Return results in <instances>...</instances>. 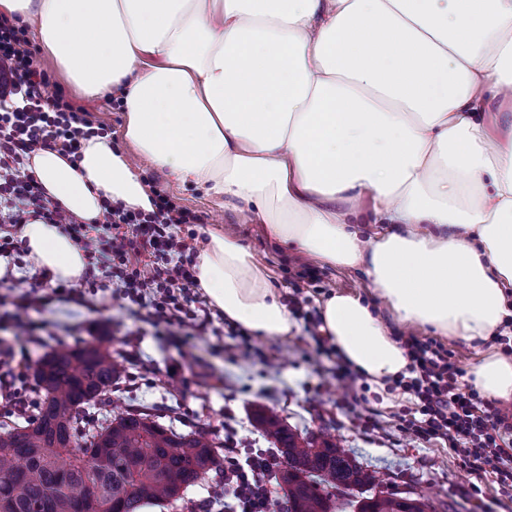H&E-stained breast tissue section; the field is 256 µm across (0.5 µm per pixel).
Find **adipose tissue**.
<instances>
[{
    "instance_id": "ef3b65f1",
    "label": "adipose tissue",
    "mask_w": 512,
    "mask_h": 512,
    "mask_svg": "<svg viewBox=\"0 0 512 512\" xmlns=\"http://www.w3.org/2000/svg\"><path fill=\"white\" fill-rule=\"evenodd\" d=\"M88 96L118 92L129 151L27 162L55 205L93 224L104 200L150 211L131 154L249 213L295 255L363 269L371 298L325 297L322 330L384 393L410 361L400 326L467 342L512 318V0H0ZM21 238L53 279L83 250L34 219ZM197 284L262 336L295 323L248 248L210 233ZM466 381L512 400V359Z\"/></svg>"
}]
</instances>
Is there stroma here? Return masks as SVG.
<instances>
[{"label":"stroma","instance_id":"35a3bbf8","mask_svg":"<svg viewBox=\"0 0 512 512\" xmlns=\"http://www.w3.org/2000/svg\"><path fill=\"white\" fill-rule=\"evenodd\" d=\"M56 79L75 105L111 127L114 146L127 149L122 133L125 113L115 94L86 97L64 74H57ZM136 166L147 185L157 186L180 205L207 215V224L196 228L200 240L218 231L249 247L281 299L297 293L313 309L325 288L369 296L371 284L363 271L321 266L317 269L319 283H309L300 275L301 258L274 244L249 215L195 187L176 185L144 158H137ZM96 299L93 310L77 297L33 307L31 319L45 326L41 341L36 342L25 327L12 323L14 294L0 283V339L25 352L33 362L60 345L105 337L107 348L113 356L123 358L127 371L143 365L150 369L139 377L137 387L113 389L111 406L152 405L162 424L184 433L205 427L221 439L233 436L242 448L272 447V438L254 424L258 411L270 410L294 431L330 435L399 489L416 487L418 493L447 505L450 512H512V499L496 494L492 478H475L447 442L412 441L401 436L395 413L407 403L406 395L393 392L376 401L379 414L372 424L359 409L345 405L336 360L315 355L304 319H296L295 329L285 338L251 335L254 352L246 358L236 350L233 336L201 335L178 327L158 331L134 321L119 293L101 290Z\"/></svg>","mask_w":512,"mask_h":512}]
</instances>
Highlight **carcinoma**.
<instances>
[{
  "mask_svg": "<svg viewBox=\"0 0 512 512\" xmlns=\"http://www.w3.org/2000/svg\"><path fill=\"white\" fill-rule=\"evenodd\" d=\"M39 403L26 424L0 421V512H144L172 504L219 466L216 438L201 428L178 433L152 409L127 408L100 426L90 407L105 404L124 367L94 338L45 353L36 363ZM256 424L277 443L286 467L288 512H338L333 497L365 490L351 501L356 512H439L421 496L385 489L376 470L358 463L324 436L299 435L277 414L263 411ZM106 464L93 467L98 456Z\"/></svg>",
  "mask_w": 512,
  "mask_h": 512,
  "instance_id": "cac0c4a2",
  "label": "carcinoma"
}]
</instances>
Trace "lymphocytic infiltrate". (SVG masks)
Masks as SVG:
<instances>
[{"label":"lymphocytic infiltrate","mask_w":512,"mask_h":512,"mask_svg":"<svg viewBox=\"0 0 512 512\" xmlns=\"http://www.w3.org/2000/svg\"><path fill=\"white\" fill-rule=\"evenodd\" d=\"M0 67L9 77L0 98V258L21 254L18 234L30 219L57 224L84 251L85 283L112 284L129 302L133 316L153 326H179L205 334L213 331L207 298L192 293L196 284L198 238L195 225L206 215L158 192L152 211H132L104 200V220L85 224L52 204L26 161L38 150L64 152L79 161L84 140L107 132L91 112L74 107L38 58L20 16H0ZM408 376L393 385L414 398L415 414L401 418L400 429L413 440L447 441L464 457L472 473L495 477L500 494L512 492V425L495 403L476 390L463 389L459 369L442 346L416 339L407 343ZM26 367L12 346L0 347V408L23 416L36 403L25 385ZM282 460L269 449L243 454L234 439L224 442L219 485L233 512H268L271 484Z\"/></svg>","instance_id":"lymphocytic-infiltrate-1"}]
</instances>
